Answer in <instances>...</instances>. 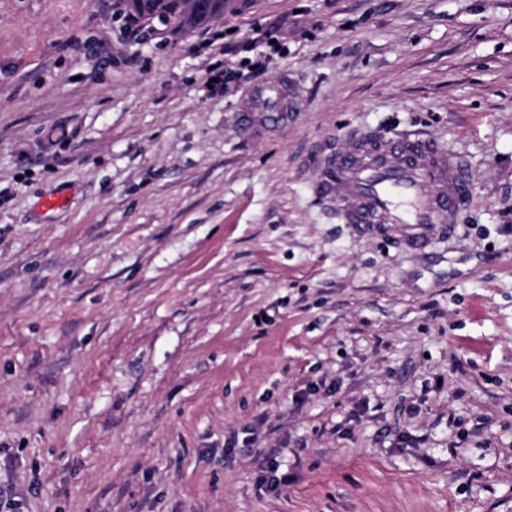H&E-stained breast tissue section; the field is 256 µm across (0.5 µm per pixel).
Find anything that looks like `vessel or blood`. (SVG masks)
<instances>
[{
	"instance_id": "vessel-or-blood-1",
	"label": "vessel or blood",
	"mask_w": 512,
	"mask_h": 512,
	"mask_svg": "<svg viewBox=\"0 0 512 512\" xmlns=\"http://www.w3.org/2000/svg\"><path fill=\"white\" fill-rule=\"evenodd\" d=\"M293 94L285 75L250 89L240 130L256 135L286 128ZM315 189L342 223L420 248L433 234L453 233L461 224L471 181L465 164L435 140L374 131L327 153Z\"/></svg>"
}]
</instances>
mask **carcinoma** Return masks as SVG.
I'll return each instance as SVG.
<instances>
[{
  "instance_id": "1",
  "label": "carcinoma",
  "mask_w": 512,
  "mask_h": 512,
  "mask_svg": "<svg viewBox=\"0 0 512 512\" xmlns=\"http://www.w3.org/2000/svg\"><path fill=\"white\" fill-rule=\"evenodd\" d=\"M124 6L182 34L224 14V0H124Z\"/></svg>"
}]
</instances>
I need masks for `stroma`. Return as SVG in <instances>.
I'll return each mask as SVG.
<instances>
[{
  "label": "stroma",
  "mask_w": 512,
  "mask_h": 512,
  "mask_svg": "<svg viewBox=\"0 0 512 512\" xmlns=\"http://www.w3.org/2000/svg\"><path fill=\"white\" fill-rule=\"evenodd\" d=\"M118 7L0 0L15 512H512V0H226L145 37ZM284 73L288 127L239 132ZM379 129L464 160L453 236L398 248L316 194Z\"/></svg>",
  "instance_id": "35a3bbf8"
}]
</instances>
